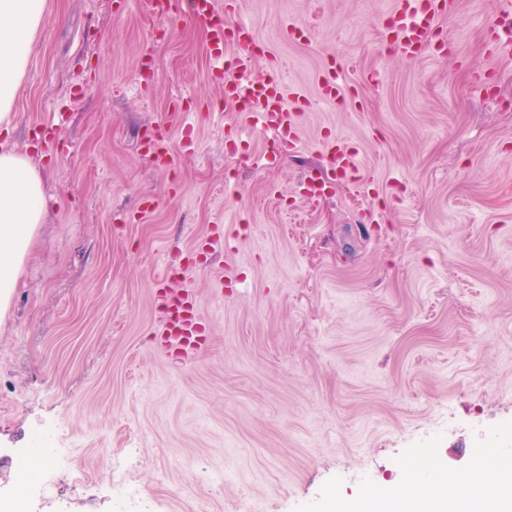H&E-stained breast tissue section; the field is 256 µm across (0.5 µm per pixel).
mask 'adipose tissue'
Wrapping results in <instances>:
<instances>
[{
    "instance_id": "ef3b65f1",
    "label": "adipose tissue",
    "mask_w": 512,
    "mask_h": 512,
    "mask_svg": "<svg viewBox=\"0 0 512 512\" xmlns=\"http://www.w3.org/2000/svg\"><path fill=\"white\" fill-rule=\"evenodd\" d=\"M47 0H0V131L13 122L32 44L44 26ZM47 208L43 179L29 157L0 147V314L8 308L29 246ZM497 478L459 499L447 483L433 494L396 496V512H512V452L498 454Z\"/></svg>"
}]
</instances>
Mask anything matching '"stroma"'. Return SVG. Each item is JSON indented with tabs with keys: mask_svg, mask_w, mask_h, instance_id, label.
I'll return each instance as SVG.
<instances>
[{
	"mask_svg": "<svg viewBox=\"0 0 512 512\" xmlns=\"http://www.w3.org/2000/svg\"><path fill=\"white\" fill-rule=\"evenodd\" d=\"M231 2L267 48L255 72L277 68L303 101L302 145L275 160L272 132L241 125L209 72L188 0L169 16L48 0L0 135L47 198L0 314L2 504L13 450L42 432L78 470L126 455L154 512H376L381 489L512 449V56L484 42L497 0H457L440 20L453 54L416 60L383 43L394 0ZM159 129L164 169L142 151ZM329 141L363 187L328 173ZM307 179L325 184L311 203ZM216 224L225 244L186 267ZM182 286L206 324L189 359L156 334V291ZM58 504L116 512L66 477L46 512Z\"/></svg>",
	"mask_w": 512,
	"mask_h": 512,
	"instance_id": "stroma-1",
	"label": "stroma"
}]
</instances>
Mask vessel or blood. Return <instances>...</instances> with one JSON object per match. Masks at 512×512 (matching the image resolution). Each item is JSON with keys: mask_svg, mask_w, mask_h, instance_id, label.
<instances>
[{"mask_svg": "<svg viewBox=\"0 0 512 512\" xmlns=\"http://www.w3.org/2000/svg\"><path fill=\"white\" fill-rule=\"evenodd\" d=\"M190 5L192 21L208 35L211 70L225 77V98L242 103L246 124L275 131L289 148H296L299 114L289 108L285 90L275 72L256 75L252 58L240 56L231 59L225 53L229 41L250 42L248 27L242 24L227 27V9L220 0H190ZM453 5L454 0H396V22L391 35L406 57L416 58L426 51L437 31L439 16L451 11ZM323 153L331 172L348 174L352 183H359L358 166L349 151L327 144ZM193 296V291L188 288L175 293L163 291L157 295L162 307L179 308L184 312L182 319L166 322L159 330L166 350L183 357L196 355L200 349V316Z\"/></svg>", "mask_w": 512, "mask_h": 512, "instance_id": "vessel-or-blood-1", "label": "vessel or blood"}]
</instances>
